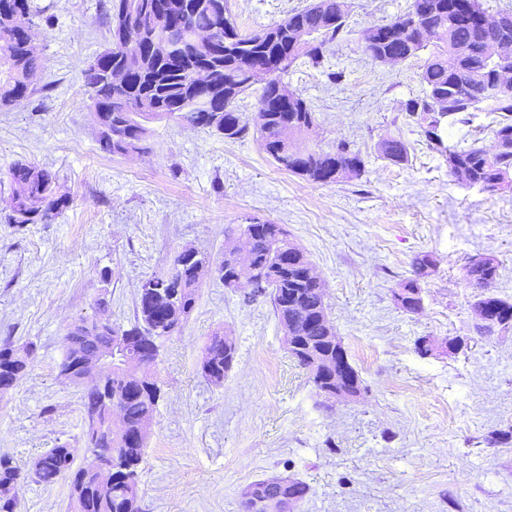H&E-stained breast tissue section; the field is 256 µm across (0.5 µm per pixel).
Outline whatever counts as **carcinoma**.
<instances>
[{
  "mask_svg": "<svg viewBox=\"0 0 512 512\" xmlns=\"http://www.w3.org/2000/svg\"><path fill=\"white\" fill-rule=\"evenodd\" d=\"M211 2L138 0L136 13L128 21V51L149 57L148 67L133 69L124 57L101 51L97 67L84 71L88 98L96 108L93 117L101 149L119 155L145 150L148 124L159 120L148 112H137L145 99L165 109L166 119L210 134L226 139L255 135L279 169L312 184L340 182L341 170H349L352 177L364 173V156L346 141H338L328 149L315 145L297 150L296 139L316 126V112L300 95L290 93L285 99L279 91L281 75L298 60L304 59L314 67L322 64L325 53L345 32L348 0H311L307 7L264 27L266 35L262 39L241 32L229 6L214 11L208 8ZM476 10L488 13L483 0H411L403 14L365 30L363 51L374 62L386 54L407 61L429 51L421 72L423 95L405 104V121L419 127L430 147L445 157L451 177L494 192L512 187V87L495 89L493 77L498 68L512 70V57L489 61L485 47L494 41L512 43V9L496 12L507 24L485 27L473 22ZM42 19L43 11L32 0H0V110L41 91L38 84L30 81V76L40 72L41 63L27 41L28 32ZM198 29L212 32L214 51L210 63L219 70L224 85L222 97L195 87L192 71L197 62L190 54L164 56L157 51L167 39L185 38ZM295 29L309 36L310 45L305 52L294 55L290 41ZM440 40L447 50L439 49ZM282 57L288 59V66L272 69V64ZM263 68L271 71L258 98V108L266 121L251 126L242 120L237 101L255 86L253 71ZM480 104L493 115L495 151L446 146L444 124H467L470 112ZM377 152L393 164L409 159L408 145L399 136L380 141ZM8 175L11 224L46 223L69 204L67 197L58 192L56 176L46 168L16 162ZM242 252L247 253L254 271L266 281L265 287L251 292L250 297H267L280 327L306 337L303 349H296L291 355L308 370L314 388H320L322 379L313 368L311 355L327 350L328 337L336 332L324 284L313 263L282 225L269 221L246 224L225 240L223 256L218 261V278L226 288L246 289V284L235 277V258ZM210 262L211 257L204 252L195 248L183 250L174 255L166 272L141 280L134 322L128 328L112 323L108 303L103 299L98 301L99 322L89 327L82 319L68 328L63 366L109 344L116 333L143 345L145 357L151 362L138 375L123 372L115 363L88 384L83 375L70 378L71 383L84 387L82 405L86 417L93 413L104 391L119 401V416L112 424L109 439L95 438L87 424L81 437L84 452L112 456V479L103 483L88 469L76 465L79 449L65 445L39 457L37 465L28 471L21 470L11 457L0 455V512H15V500L3 496V492L16 484L30 479L49 485L62 477L70 483V512H141L139 475L148 438L144 429L153 424L161 396L153 363L157 362L161 341L180 332L195 309ZM431 265L427 253L412 259L411 276L402 280L394 293L403 310L413 312L420 303L419 279ZM499 268L500 262L492 254L470 260L466 268L469 285L482 289L473 309L487 329L512 325V302L483 292L497 279ZM33 354L30 345L0 344L1 394L14 388L27 373ZM235 356V345L228 342L225 334L214 332L200 359L202 376L214 385L224 384ZM280 481L286 483L288 478L258 479L248 488H261L271 498L291 494L302 499L308 493V486L299 479L294 487L286 489L278 485Z\"/></svg>",
  "mask_w": 512,
  "mask_h": 512,
  "instance_id": "cac0c4a2",
  "label": "carcinoma"
}]
</instances>
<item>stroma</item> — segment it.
I'll use <instances>...</instances> for the list:
<instances>
[{"instance_id": "stroma-1", "label": "stroma", "mask_w": 512, "mask_h": 512, "mask_svg": "<svg viewBox=\"0 0 512 512\" xmlns=\"http://www.w3.org/2000/svg\"><path fill=\"white\" fill-rule=\"evenodd\" d=\"M50 17L34 30L43 92L0 112V342L34 348L28 374L0 395V454L21 468L78 445L82 389L59 375L71 324L106 299L113 321L135 311L139 282L193 246L220 257L250 220L283 225L320 274L330 318L366 386L329 400L288 353L269 299L245 300L205 279L180 333L163 340L162 389L140 473L143 512H241L242 490L275 475L306 482L296 512H512V327L478 333L470 257L500 261L490 292L512 301V191L460 185L405 103L422 93L423 58L380 65L361 49L369 26L411 0H351L347 34L321 66L297 61L282 77L313 107L314 140H346L361 177L315 185L278 169L253 137L227 140L189 126L151 124L144 153L103 152L83 82L110 39L106 0H36ZM310 0H229L249 33ZM343 72L342 81L331 78ZM401 136L407 163L379 157ZM53 171L69 205L46 224L8 223L9 167ZM430 253L423 306L393 293L411 261ZM109 271L102 281L101 271ZM237 358L222 386L199 371L215 330ZM456 338L459 350L423 356L415 343ZM495 432L509 433L491 443ZM17 512H68L69 482H27Z\"/></svg>"}]
</instances>
